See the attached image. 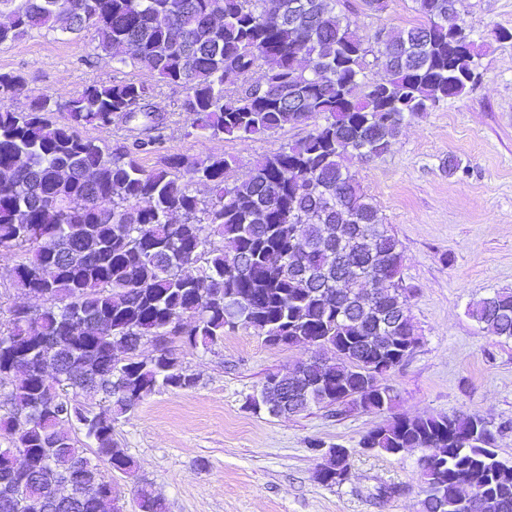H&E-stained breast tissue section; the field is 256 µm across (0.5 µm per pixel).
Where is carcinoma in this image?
Masks as SVG:
<instances>
[{
  "mask_svg": "<svg viewBox=\"0 0 512 512\" xmlns=\"http://www.w3.org/2000/svg\"><path fill=\"white\" fill-rule=\"evenodd\" d=\"M338 0H0L13 20L0 45L34 30L93 31L96 49L122 64L180 84L192 127L212 137L248 140L313 121L302 139L231 179L236 161L179 156L145 169L129 149L110 150L80 134L116 120L155 129L161 115L136 82L92 84L58 100L5 104L23 77L0 72V248L18 257L17 284L39 293L34 309L14 307L0 329V512H104L106 473L135 463L113 438L114 417L161 390H188L193 378L168 337L209 348L238 324L271 345L283 336L339 351L336 362H305L314 383L267 376L263 409L273 416L332 407L356 392L370 411L393 402L392 388L360 346L376 321L351 311L362 289L383 278L403 284V252L379 209L344 164L353 152L385 156L404 123L461 99L479 70L481 46L462 0H415L423 21L367 36L336 11ZM467 40L471 54L458 56ZM383 72L372 78L373 70ZM262 81L252 83L254 72ZM240 81L234 91L225 80ZM49 112H65L54 125ZM204 184L210 197L198 198ZM468 314L512 339V290H496ZM383 335L413 336L409 311H393ZM147 341L155 355L138 351ZM59 376L42 374L45 347ZM127 361L116 365L114 351ZM288 388L290 407L279 388ZM91 389L107 405L90 414L70 393ZM477 413L397 417L370 430L371 447L426 448L421 512H463L453 490L468 484L478 512H512V465L499 464L491 430ZM76 477L80 494L57 489ZM139 512H166L138 490Z\"/></svg>",
  "mask_w": 512,
  "mask_h": 512,
  "instance_id": "obj_1",
  "label": "carcinoma"
}]
</instances>
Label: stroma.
<instances>
[{"label":"stroma","mask_w":512,"mask_h":512,"mask_svg":"<svg viewBox=\"0 0 512 512\" xmlns=\"http://www.w3.org/2000/svg\"><path fill=\"white\" fill-rule=\"evenodd\" d=\"M361 33L379 24L402 29L419 22L415 0H388L382 16L362 0H345ZM476 34L512 31V0H463ZM482 84L462 99L407 123L383 158L349 157L347 166L402 244L403 275L419 343L386 377L395 394L381 413L312 408L288 417L256 414L249 397L271 373H289L315 350L271 346L250 328L225 332L218 346L179 349L198 378L189 390L145 398L114 422V438L133 457L131 475L113 474L125 512H138L136 492L150 483L168 512H420L425 485L420 451L388 455L362 448L370 430L397 416L478 413L495 435L500 460L512 465V339L482 329L468 315L474 301L512 289V40L488 41ZM0 71L24 78L12 104L45 93L66 99L90 84L133 80L165 116L146 168L180 155L235 157L243 180L258 158L304 137V125L250 140L214 138L194 130L183 112L182 85L98 53L90 33L41 31L0 45ZM463 169L448 175V156ZM322 450H314V443ZM349 451V477L318 483L323 450Z\"/></svg>","instance_id":"obj_1"}]
</instances>
